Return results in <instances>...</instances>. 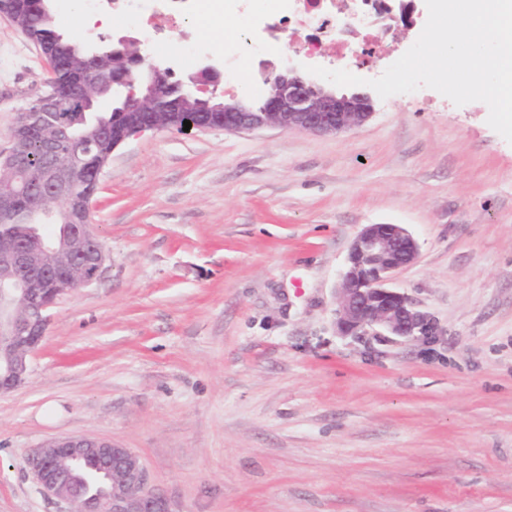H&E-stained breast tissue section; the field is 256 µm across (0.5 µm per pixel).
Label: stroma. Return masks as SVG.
<instances>
[{"label": "stroma", "instance_id": "35a3bbf8", "mask_svg": "<svg viewBox=\"0 0 512 512\" xmlns=\"http://www.w3.org/2000/svg\"><path fill=\"white\" fill-rule=\"evenodd\" d=\"M60 0L76 40L128 35L177 76L219 59L228 19L196 23L204 52L148 44L133 16L90 24ZM374 21L322 67L374 79L417 40ZM47 77L0 19V150ZM338 134L275 126L162 128L114 149L92 199L108 257L61 296L24 384L0 394V512H64L29 474L45 440H112L144 462L177 512H512V143L480 102L430 88L373 96ZM370 224H400L419 255L394 286L432 336L336 332V288Z\"/></svg>", "mask_w": 512, "mask_h": 512}]
</instances>
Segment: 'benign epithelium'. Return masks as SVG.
Listing matches in <instances>:
<instances>
[{
	"label": "benign epithelium",
	"mask_w": 512,
	"mask_h": 512,
	"mask_svg": "<svg viewBox=\"0 0 512 512\" xmlns=\"http://www.w3.org/2000/svg\"><path fill=\"white\" fill-rule=\"evenodd\" d=\"M22 0H0V17L23 29ZM137 38L112 39L119 62L110 76L97 77L101 55L98 40H84L81 54L62 68L43 53L50 78L46 89L18 113L10 145L0 151V223L22 220L32 225L22 241L0 236V393L21 386L29 372V356L44 338L49 309L66 290L99 278L107 259L105 248L89 224L91 201L73 187L88 174L100 178L108 159L89 167L63 124L62 112L86 113L109 102L126 116L123 126L101 134L111 137L110 149L147 130L171 128L159 104L178 94L183 98L220 96L224 69L204 56L198 70L175 78L166 61L148 60L131 46ZM267 93L257 107L243 99L224 106V114L200 129L254 130L276 125L315 134H336L364 121L372 111L368 94L336 95L329 87L300 71L291 58L260 61ZM44 137V162L30 169L29 144ZM62 224V237L50 238L41 224ZM418 246L399 224H370L353 240L348 265L338 286L336 326L339 334L386 341L433 333L430 316L407 295L390 287L399 270L413 264ZM71 264V278L59 287L61 261ZM32 478L50 498L70 505L69 512H173L170 501L149 484L147 471L135 452L110 440L85 436L52 438L27 458Z\"/></svg>",
	"instance_id": "7a95c632"
}]
</instances>
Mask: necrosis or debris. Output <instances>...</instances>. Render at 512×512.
<instances>
[{"label":"necrosis or debris","instance_id":"1","mask_svg":"<svg viewBox=\"0 0 512 512\" xmlns=\"http://www.w3.org/2000/svg\"><path fill=\"white\" fill-rule=\"evenodd\" d=\"M91 9L103 7L123 11L136 7L143 31L148 40L168 32L173 36L172 51L187 54L204 48L190 20L205 16L218 21L224 18L243 20L244 29L239 37L225 40L224 73L236 77L242 60L250 54L265 52L277 54L283 42L269 40L271 28H279L307 54L318 57L324 43L335 44L337 52H344V32L362 31L363 41H370L368 28L378 12L377 0H359L353 14L341 18L336 14L335 0H86Z\"/></svg>","mask_w":512,"mask_h":512}]
</instances>
